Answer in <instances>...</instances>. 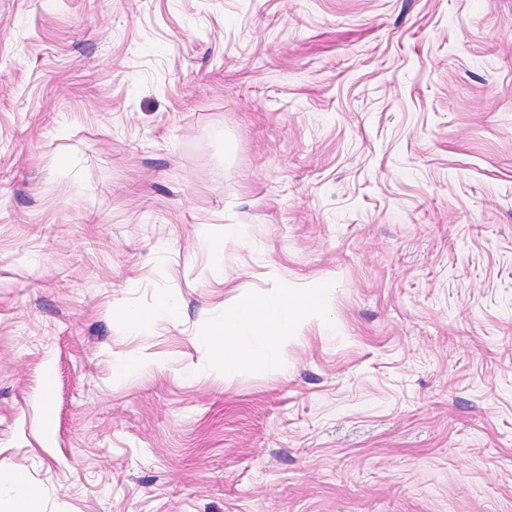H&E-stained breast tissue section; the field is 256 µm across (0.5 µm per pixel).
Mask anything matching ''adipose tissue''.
<instances>
[{
	"label": "adipose tissue",
	"instance_id": "1",
	"mask_svg": "<svg viewBox=\"0 0 512 512\" xmlns=\"http://www.w3.org/2000/svg\"><path fill=\"white\" fill-rule=\"evenodd\" d=\"M319 309V298L308 289L282 290L266 296L245 295L225 311L223 322L202 336V344L221 360L225 373L252 366L253 353L242 343L245 333L267 337L268 359H275L293 324ZM6 490L9 512H34L37 489L11 463L0 461V490Z\"/></svg>",
	"mask_w": 512,
	"mask_h": 512
}]
</instances>
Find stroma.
<instances>
[{
    "instance_id": "stroma-1",
    "label": "stroma",
    "mask_w": 512,
    "mask_h": 512,
    "mask_svg": "<svg viewBox=\"0 0 512 512\" xmlns=\"http://www.w3.org/2000/svg\"><path fill=\"white\" fill-rule=\"evenodd\" d=\"M1 459L36 512H512V0H0ZM319 309V298L310 289L282 290L266 296L245 295L224 312V321L202 336L224 365L225 376L252 366L256 357L242 343L240 336L258 332L267 336V358L279 357L282 343L288 339L293 324ZM172 312L173 305L167 300H160L146 313L133 312L124 307H115L112 309V320L123 327L145 329L154 322L168 317Z\"/></svg>"
}]
</instances>
